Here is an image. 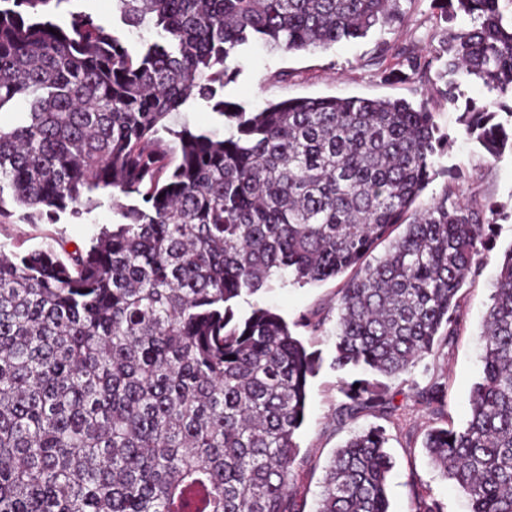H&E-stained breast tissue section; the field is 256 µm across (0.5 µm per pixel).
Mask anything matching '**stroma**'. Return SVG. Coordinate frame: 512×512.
Here are the masks:
<instances>
[{"instance_id": "35a3bbf8", "label": "stroma", "mask_w": 512, "mask_h": 512, "mask_svg": "<svg viewBox=\"0 0 512 512\" xmlns=\"http://www.w3.org/2000/svg\"><path fill=\"white\" fill-rule=\"evenodd\" d=\"M439 14L438 0H400L399 14L392 22L375 26L367 36L336 44L326 51L283 52L259 43L248 44L239 50L235 74L222 91L226 102L249 111L270 102L307 97L427 100L442 133L450 139L449 147L438 159L439 166L444 170H465L467 200L483 207L500 204L507 213L495 226L486 259L472 268L458 293L463 322L457 336L442 354L427 357L411 374L391 382L397 410L390 418L366 415L341 427L331 422L342 400L338 391L341 374L331 362L335 355L336 299L343 277L304 287L276 288L259 296L260 304L273 308L288 321L310 314L325 320L322 332L317 334L302 328L296 331L308 351L321 358V367L309 384L306 418L297 434L302 465L295 489L305 512L316 508L324 467L334 449L351 433L370 426L386 430L387 450L394 462L387 478L392 512H414V494L418 491L439 500L443 512H469L467 499L439 473L425 453L422 441L436 419L416 402L414 389L435 379L445 382L448 421L458 429L466 424L470 391L481 371L479 333L491 304L499 262L512 248V153H504L496 162H486L475 144L459 135L458 112L438 92L434 73L409 81L396 78L402 51L427 56L436 42ZM388 71L393 77L387 81L383 75ZM184 124L196 133H224L223 117L213 111L211 102L197 97L188 99L170 120L175 129ZM99 201L90 213L75 218L65 212L54 224L25 223L15 216V204L6 202L5 208L12 216L0 224V243L22 240L33 247L45 238L58 237L73 245H87L101 225L121 220L112 208L109 193L100 194Z\"/></svg>"}]
</instances>
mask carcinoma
Returning <instances> with one entry per match:
<instances>
[{"instance_id":"carcinoma-1","label":"carcinoma","mask_w":512,"mask_h":512,"mask_svg":"<svg viewBox=\"0 0 512 512\" xmlns=\"http://www.w3.org/2000/svg\"><path fill=\"white\" fill-rule=\"evenodd\" d=\"M62 2L0 0V220L6 195L28 224L80 218L100 190L132 203L88 246H0V512H304L296 437L320 357L292 327L325 319L290 325L239 302L352 271L333 366L361 377L340 381L334 421L391 416L384 380L451 343L498 213L465 202L460 168L414 207L443 146L425 100L248 112L217 95L242 46L328 50L393 20L400 0H112L128 31L152 33L135 52L89 13L57 22ZM500 2L445 0L438 46L400 72L437 64L461 134L493 162L512 150ZM460 13L472 28H455ZM472 81L480 103L462 90ZM191 96L230 131L172 130ZM480 339L465 427H448L445 384L416 391L443 421L423 448L471 512H512V248ZM386 444L373 426L337 447L315 512H391ZM415 512L443 508L418 492Z\"/></svg>"}]
</instances>
